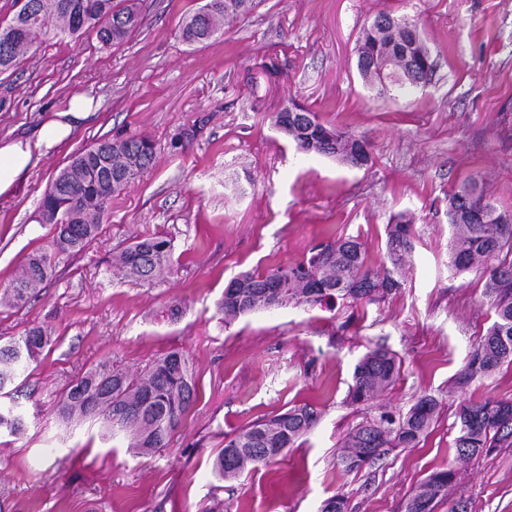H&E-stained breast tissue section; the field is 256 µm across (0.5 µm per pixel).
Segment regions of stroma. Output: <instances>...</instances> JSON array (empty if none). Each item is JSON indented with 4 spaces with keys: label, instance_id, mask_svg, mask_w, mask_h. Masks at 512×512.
<instances>
[{
    "label": "stroma",
    "instance_id": "35a3bbf8",
    "mask_svg": "<svg viewBox=\"0 0 512 512\" xmlns=\"http://www.w3.org/2000/svg\"><path fill=\"white\" fill-rule=\"evenodd\" d=\"M202 3L140 0L142 24L124 42L57 38L0 73V141L37 137L73 95L99 104L0 196V284L48 247L39 205L73 153L137 134L157 155L30 304L0 306V337L52 330L23 380L27 430L0 434V512H320L339 493L348 512H404L427 476L454 462L459 406L512 399V366L454 383L496 315L482 271L448 267L451 194L475 180L512 210V0H260L212 39L186 44L181 25ZM381 12L417 22L435 63L425 87L361 78L356 40ZM291 99L365 139L370 163L299 152L273 126ZM183 132L188 148H172ZM401 219L413 250L384 301L291 304L224 324L217 304L238 274L303 260L329 236L358 237L381 269L386 227ZM154 233L171 238L175 274L150 284L119 275L120 251ZM378 345L400 357V378L373 404H350L354 365ZM172 350L189 353L198 397L166 448L136 456L100 422L59 418L79 373L103 361L140 372ZM424 394L443 405L417 447L343 471L338 442L352 426ZM303 402L321 416L285 457L217 479L225 435ZM460 501L468 512H512V447L464 465L435 512Z\"/></svg>",
    "mask_w": 512,
    "mask_h": 512
}]
</instances>
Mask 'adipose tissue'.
<instances>
[{
    "label": "adipose tissue",
    "instance_id": "1",
    "mask_svg": "<svg viewBox=\"0 0 512 512\" xmlns=\"http://www.w3.org/2000/svg\"><path fill=\"white\" fill-rule=\"evenodd\" d=\"M93 100L84 95L73 96L67 109L54 113L33 139H17L0 145V196L12 191L14 185L41 158L67 139L90 113Z\"/></svg>",
    "mask_w": 512,
    "mask_h": 512
}]
</instances>
